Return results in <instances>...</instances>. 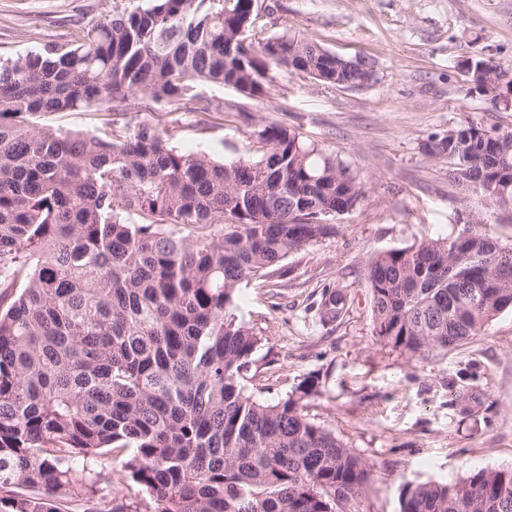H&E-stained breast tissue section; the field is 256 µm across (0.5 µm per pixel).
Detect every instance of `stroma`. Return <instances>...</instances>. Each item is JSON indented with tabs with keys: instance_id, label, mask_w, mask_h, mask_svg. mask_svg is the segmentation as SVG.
<instances>
[{
	"instance_id": "stroma-1",
	"label": "stroma",
	"mask_w": 512,
	"mask_h": 512,
	"mask_svg": "<svg viewBox=\"0 0 512 512\" xmlns=\"http://www.w3.org/2000/svg\"><path fill=\"white\" fill-rule=\"evenodd\" d=\"M142 3L0 0V62L70 42L113 7L131 11ZM255 31L301 36L345 58L371 60L376 79L342 89L281 75L260 101L204 85L200 100L226 106L204 126L172 105L139 104L124 117L165 128L179 150L228 160L247 153L260 121L279 122L365 183L363 205L335 217L336 235L290 255L284 276L242 287L235 314L261 334L246 394L274 401L317 377L308 417L372 466L359 512H399L407 481L512 468V309L467 344L418 360L376 342L366 278L379 253L457 233L472 216H485L502 242L512 241V207L493 209L481 194L460 191L447 165L426 154L432 133L462 122L512 129V111L495 110L458 66L470 53L512 64V0H258ZM37 122L62 133L112 132L103 109ZM328 284L344 290L348 311L324 325L315 310ZM462 389L484 394L490 415L454 409Z\"/></svg>"
}]
</instances>
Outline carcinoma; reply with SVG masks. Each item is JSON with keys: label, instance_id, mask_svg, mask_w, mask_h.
<instances>
[{"label": "carcinoma", "instance_id": "1", "mask_svg": "<svg viewBox=\"0 0 512 512\" xmlns=\"http://www.w3.org/2000/svg\"><path fill=\"white\" fill-rule=\"evenodd\" d=\"M255 0H146L66 44L0 64V512H61L97 483L137 490L107 512H353L369 464L304 413L318 379L264 402L242 382L261 338L237 320L243 284L334 235L364 202L343 161L268 122L245 156L184 153L148 122L103 139L29 119L137 99H197L203 83L257 100L274 71L339 88L372 74L318 43L252 36ZM466 77L500 108L512 68L471 54ZM427 155L492 208L512 205V130L466 121ZM372 335L424 359L512 308V244L484 217L368 266ZM325 287L317 314L343 317ZM465 413L483 397L459 392ZM129 452L87 480L73 461ZM24 489L25 493L18 492ZM400 512H512V469L409 482Z\"/></svg>", "mask_w": 512, "mask_h": 512}]
</instances>
